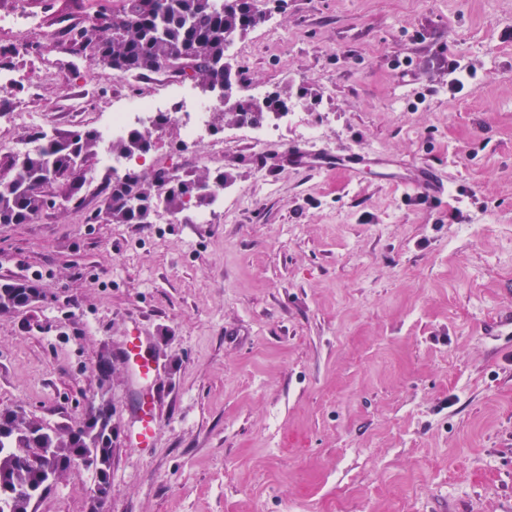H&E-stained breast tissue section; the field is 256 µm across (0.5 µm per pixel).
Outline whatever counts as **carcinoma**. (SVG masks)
Here are the masks:
<instances>
[{"label":"carcinoma","instance_id":"carcinoma-1","mask_svg":"<svg viewBox=\"0 0 512 512\" xmlns=\"http://www.w3.org/2000/svg\"><path fill=\"white\" fill-rule=\"evenodd\" d=\"M283 2L265 0L261 9L258 0H211V6L203 9L199 0H119L116 9L100 6L94 22L72 30V38L90 49L96 61L116 76L158 72L160 63L167 61V70L186 69L195 86L211 92L218 82L240 84V67L226 55L229 43L264 23L266 15L281 9ZM291 101L286 91L273 92L261 101L244 98L224 107V123L258 126ZM151 138L152 131L135 130L113 142L112 153L121 156L148 149ZM97 147L98 134L82 130L65 139H47L17 159L14 166L20 173L0 176V224H25L30 215L55 208L52 201L56 196L48 192L44 173L52 172L59 182H72L77 162L95 155ZM227 181L223 173L213 177L205 173L188 175L173 185L164 169L150 178L128 173L108 185L103 210L87 221L148 224L155 197H163L169 211L181 212L186 205L184 196L195 185L219 187ZM40 298V288L30 281L1 283L0 313L30 308ZM97 369L100 397L88 403L85 417L76 427L65 425L48 432L39 419L20 407L0 410V512H30L31 493H42L63 480L65 465L78 451H94L96 479L111 483V357L101 356ZM34 448L49 449L51 474L42 477L29 467Z\"/></svg>","mask_w":512,"mask_h":512}]
</instances>
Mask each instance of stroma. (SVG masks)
<instances>
[{
	"instance_id": "35a3bbf8",
	"label": "stroma",
	"mask_w": 512,
	"mask_h": 512,
	"mask_svg": "<svg viewBox=\"0 0 512 512\" xmlns=\"http://www.w3.org/2000/svg\"><path fill=\"white\" fill-rule=\"evenodd\" d=\"M229 50L242 87L308 89L277 139L223 126L230 176L215 223H88L105 188L82 166L62 206L0 224V283L35 307L0 313V409L76 424L112 352V494L103 512H512V0H286ZM36 14L26 72L0 100L38 124L9 144L93 129L113 96L166 73L115 76L69 28L91 0H0ZM476 70L448 92V62ZM374 150L357 180L288 167V147ZM433 166L437 203L403 181ZM460 210L461 222L449 214ZM142 336L165 391L154 444L124 436V347ZM75 468L36 512H89ZM41 298V291L27 280H17L0 284V313H10L30 308Z\"/></svg>"
}]
</instances>
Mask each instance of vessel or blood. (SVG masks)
I'll return each mask as SVG.
<instances>
[{"mask_svg": "<svg viewBox=\"0 0 512 512\" xmlns=\"http://www.w3.org/2000/svg\"><path fill=\"white\" fill-rule=\"evenodd\" d=\"M287 157L289 166L295 169L316 172L336 168L354 177L364 166L367 154L356 151L335 160L322 154L291 149ZM409 185L419 194L432 197L440 196L444 191L438 175L427 167L414 169ZM126 361L132 369V382L136 389L133 422L127 430L126 441L128 446L143 451L151 447L156 430V419L152 412L156 391L153 385L155 364L139 336L129 337Z\"/></svg>", "mask_w": 512, "mask_h": 512, "instance_id": "b4317fda", "label": "vessel or blood"}]
</instances>
